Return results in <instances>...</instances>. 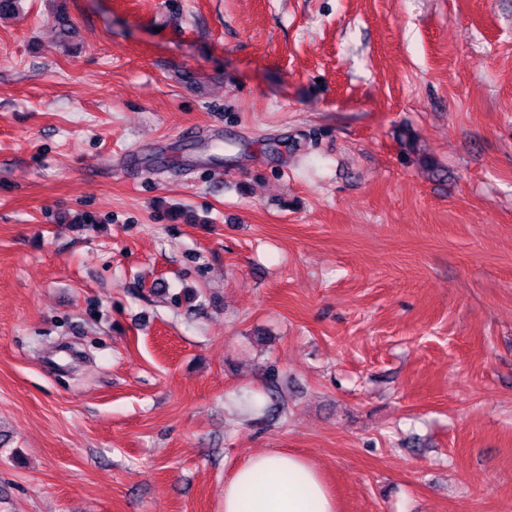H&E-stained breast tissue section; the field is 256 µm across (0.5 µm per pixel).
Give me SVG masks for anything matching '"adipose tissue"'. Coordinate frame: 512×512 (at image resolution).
<instances>
[{"mask_svg": "<svg viewBox=\"0 0 512 512\" xmlns=\"http://www.w3.org/2000/svg\"><path fill=\"white\" fill-rule=\"evenodd\" d=\"M224 512H337L319 471L276 451L253 455L224 483Z\"/></svg>", "mask_w": 512, "mask_h": 512, "instance_id": "1", "label": "adipose tissue"}]
</instances>
